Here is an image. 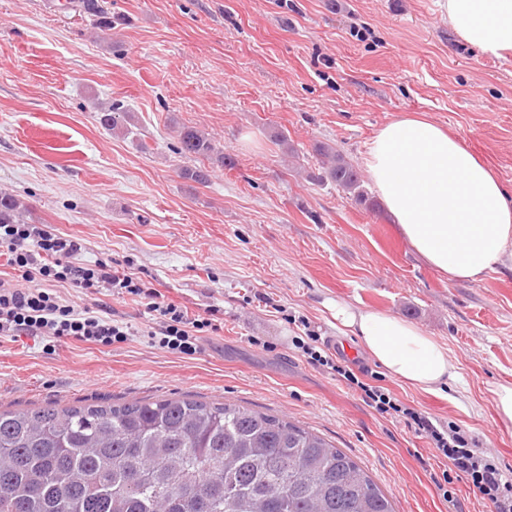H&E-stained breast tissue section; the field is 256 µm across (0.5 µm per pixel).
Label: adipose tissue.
<instances>
[{"label":"adipose tissue","instance_id":"1","mask_svg":"<svg viewBox=\"0 0 512 512\" xmlns=\"http://www.w3.org/2000/svg\"><path fill=\"white\" fill-rule=\"evenodd\" d=\"M449 27L487 59L512 55V0H442ZM362 165L409 247L449 281L512 268V199L493 170L435 122L406 117L368 141ZM350 330L389 376L425 393L456 380L445 345L402 317L337 303Z\"/></svg>","mask_w":512,"mask_h":512}]
</instances>
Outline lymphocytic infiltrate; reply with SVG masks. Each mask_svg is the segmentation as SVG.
Wrapping results in <instances>:
<instances>
[{
    "instance_id": "f902f5d3",
    "label": "lymphocytic infiltrate",
    "mask_w": 512,
    "mask_h": 512,
    "mask_svg": "<svg viewBox=\"0 0 512 512\" xmlns=\"http://www.w3.org/2000/svg\"><path fill=\"white\" fill-rule=\"evenodd\" d=\"M83 250L79 238L56 233L45 224L0 223V257L22 280L18 286L0 280V336H31L52 343L74 339L103 346L126 341L131 336L127 323L53 293V285L68 284L144 299L152 316L148 330L152 342L172 353L197 352L200 334L213 328L211 319L190 316L187 308L164 300L141 278L117 267L115 262H80ZM293 345L308 364L359 391L363 403L377 414L404 418L415 434L428 439L437 455L448 462L441 482L436 485L443 497H450L449 486L453 481H464L483 501L487 512H512V472L484 457L461 426L441 423L407 406L388 389L371 385L367 380L368 369L353 370L343 356L320 345L314 331L295 337Z\"/></svg>"
}]
</instances>
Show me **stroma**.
Wrapping results in <instances>:
<instances>
[{"instance_id": "35a3bbf8", "label": "stroma", "mask_w": 512, "mask_h": 512, "mask_svg": "<svg viewBox=\"0 0 512 512\" xmlns=\"http://www.w3.org/2000/svg\"><path fill=\"white\" fill-rule=\"evenodd\" d=\"M58 0H0V190L24 219L82 239L84 263L125 262L165 300L214 318L196 354L144 336L138 298L62 287L131 325L126 342L54 349L0 338V410L188 397L237 403L313 429L392 496L397 512H482L465 482L453 500L426 438L367 407L292 344L312 328L354 343L334 305L401 316L446 345L458 379L439 394L378 386L461 425L512 469V424L492 391L512 381V269L448 282L384 208L318 181L315 143L360 164L388 121L423 114L461 138L512 192V58L490 60L448 27L436 0H99L94 28ZM121 101L126 132L98 103ZM209 133L228 158L200 185L177 130ZM288 137L287 145L274 132Z\"/></svg>"}]
</instances>
